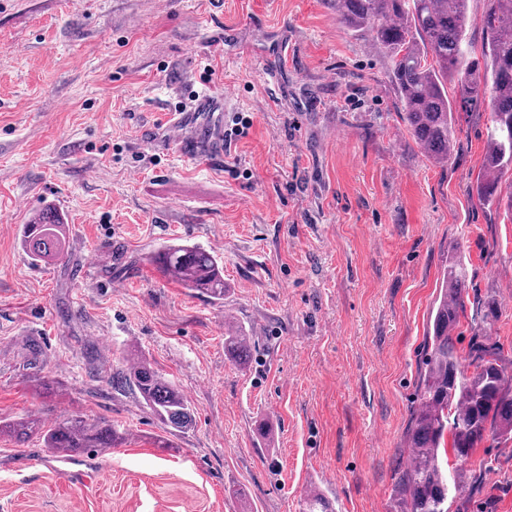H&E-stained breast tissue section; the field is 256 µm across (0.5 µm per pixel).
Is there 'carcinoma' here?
I'll return each instance as SVG.
<instances>
[{"instance_id": "1", "label": "carcinoma", "mask_w": 512, "mask_h": 512, "mask_svg": "<svg viewBox=\"0 0 512 512\" xmlns=\"http://www.w3.org/2000/svg\"><path fill=\"white\" fill-rule=\"evenodd\" d=\"M468 0H327L336 20L351 34H367L388 61L397 88L400 115L408 133L432 162L448 164L455 143V111L448 81L460 82L463 93L493 102L486 127L487 149L482 176L472 195L486 209L504 211L512 220V193L503 196L502 176L512 171V0H488L481 26L488 37L489 58L483 74L466 68L473 45L468 33ZM66 224L52 209L36 223L21 225L19 242L34 264L61 257ZM159 272L214 304L224 302V265L220 257L187 242H172L151 257ZM470 280L467 257L448 251L441 285L430 311L415 406L405 443L410 463L399 470L390 494V512H460L465 484L463 470L448 467V454L467 462L490 438L512 443V358H507L488 330L501 307L487 295L472 319L471 342L457 347L456 331L466 311ZM224 349L240 365L248 363L249 337L236 329L224 337ZM126 371L112 377L136 392L163 426V432H184L194 414L181 390L138 353L128 356ZM42 435L45 447L62 457L92 449L122 447L126 434L103 421L68 417L42 429L35 417L0 421V437L19 443ZM302 512H335L322 493L306 497Z\"/></svg>"}]
</instances>
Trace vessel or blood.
Returning <instances> with one entry per match:
<instances>
[{"mask_svg": "<svg viewBox=\"0 0 512 512\" xmlns=\"http://www.w3.org/2000/svg\"><path fill=\"white\" fill-rule=\"evenodd\" d=\"M230 108L228 98L200 92L195 95L191 110L170 113L172 126L191 129L189 135L177 138L178 152L209 166H220L224 160V114Z\"/></svg>", "mask_w": 512, "mask_h": 512, "instance_id": "obj_1", "label": "vessel or blood"}]
</instances>
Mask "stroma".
<instances>
[{
  "instance_id": "stroma-1",
  "label": "stroma",
  "mask_w": 512,
  "mask_h": 512,
  "mask_svg": "<svg viewBox=\"0 0 512 512\" xmlns=\"http://www.w3.org/2000/svg\"><path fill=\"white\" fill-rule=\"evenodd\" d=\"M204 89L253 121L230 147L237 173L172 146L165 112ZM448 96L442 169L399 117L383 54L324 0H0V419L78 414L128 437L74 458L0 439V512H241L235 487L254 512H300L315 487L336 512H389L452 246L470 296L496 295L491 335L512 357V223L469 194L492 102L454 80ZM47 205L69 235L60 260L35 265L19 230ZM174 240L221 257L223 303L151 264ZM236 323L244 367L224 352ZM133 347L194 411L172 452L112 383ZM469 466L465 512H512V447L484 442Z\"/></svg>"
}]
</instances>
